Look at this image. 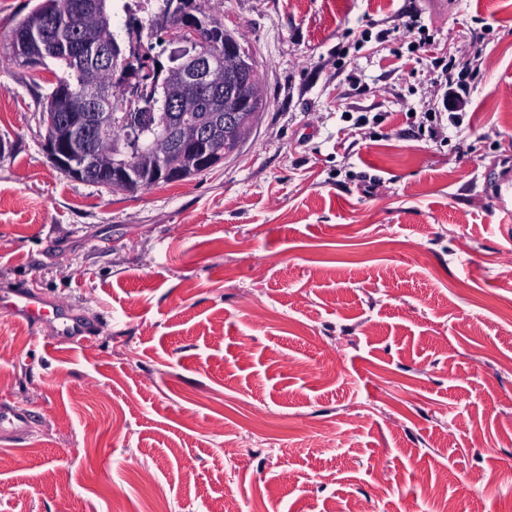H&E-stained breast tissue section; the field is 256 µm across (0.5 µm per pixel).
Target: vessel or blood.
I'll return each instance as SVG.
<instances>
[{
    "instance_id": "obj_1",
    "label": "vessel or blood",
    "mask_w": 512,
    "mask_h": 512,
    "mask_svg": "<svg viewBox=\"0 0 512 512\" xmlns=\"http://www.w3.org/2000/svg\"><path fill=\"white\" fill-rule=\"evenodd\" d=\"M0 311L24 318L32 326L52 323L56 339L66 342L81 332L82 327L65 306L47 305L46 301L26 290H16L0 297ZM31 428V414L25 404L0 402V434L24 435Z\"/></svg>"
}]
</instances>
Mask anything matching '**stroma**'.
I'll return each mask as SVG.
<instances>
[{
	"instance_id": "35a3bbf8",
	"label": "stroma",
	"mask_w": 512,
	"mask_h": 512,
	"mask_svg": "<svg viewBox=\"0 0 512 512\" xmlns=\"http://www.w3.org/2000/svg\"><path fill=\"white\" fill-rule=\"evenodd\" d=\"M209 0L267 106L239 150L133 193L45 150L59 65L6 53L36 0H0V512H512V0ZM421 16L429 47L403 29ZM387 39H378L379 31ZM469 66L445 140L418 134L429 56ZM335 354L330 375L308 369ZM0 309L12 317L24 318L34 327L49 321L55 329L57 342L70 341L79 332H84L83 327L65 306L49 305L42 297L27 290H16L1 296ZM30 410L18 402H0V435H24L31 428Z\"/></svg>"
}]
</instances>
